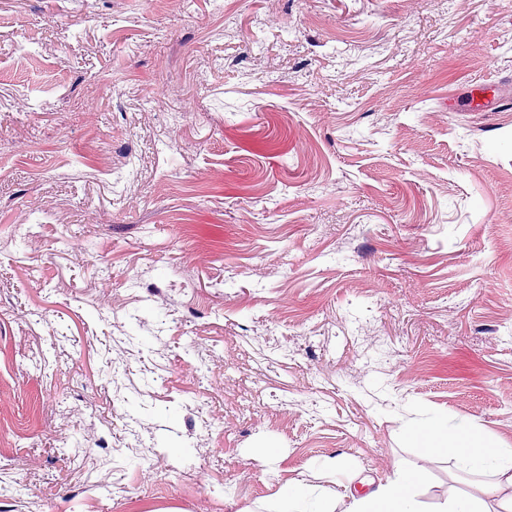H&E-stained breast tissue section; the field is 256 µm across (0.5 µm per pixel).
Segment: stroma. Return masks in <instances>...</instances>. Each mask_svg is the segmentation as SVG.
Masks as SVG:
<instances>
[{"instance_id":"35a3bbf8","label":"stroma","mask_w":512,"mask_h":512,"mask_svg":"<svg viewBox=\"0 0 512 512\" xmlns=\"http://www.w3.org/2000/svg\"><path fill=\"white\" fill-rule=\"evenodd\" d=\"M0 137V512L512 446V0H0Z\"/></svg>"}]
</instances>
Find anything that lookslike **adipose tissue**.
I'll return each instance as SVG.
<instances>
[{"label":"adipose tissue","mask_w":512,"mask_h":512,"mask_svg":"<svg viewBox=\"0 0 512 512\" xmlns=\"http://www.w3.org/2000/svg\"><path fill=\"white\" fill-rule=\"evenodd\" d=\"M422 454L455 459L462 471L477 475L476 495L451 496L438 512H496L493 501H506L512 512V446L476 439L463 420H435L415 432ZM419 473L394 465L391 475L366 491L352 484L311 490L291 481L261 512H423L415 495Z\"/></svg>","instance_id":"obj_1"}]
</instances>
